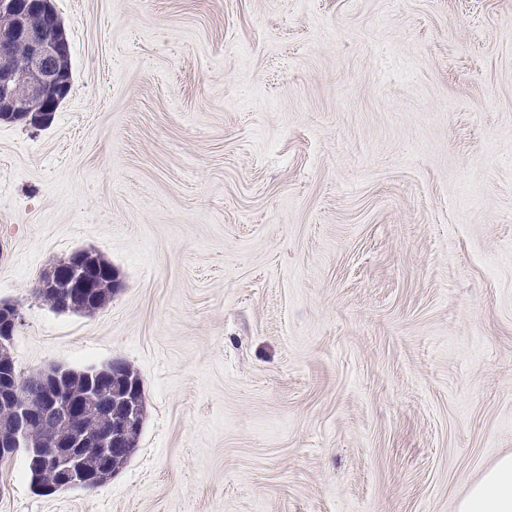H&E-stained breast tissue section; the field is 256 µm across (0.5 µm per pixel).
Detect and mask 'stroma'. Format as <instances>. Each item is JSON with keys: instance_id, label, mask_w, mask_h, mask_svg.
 <instances>
[{"instance_id": "35a3bbf8", "label": "stroma", "mask_w": 512, "mask_h": 512, "mask_svg": "<svg viewBox=\"0 0 512 512\" xmlns=\"http://www.w3.org/2000/svg\"><path fill=\"white\" fill-rule=\"evenodd\" d=\"M72 87L0 121L21 372L129 364L92 490L0 512H455L512 452V0H52ZM111 263L102 309L40 275ZM85 261L92 266L103 271H112V277L109 275L100 276L95 283V291L83 300L74 302L68 310L87 311L88 313L98 310L112 298L115 290L112 265L102 259L99 255L94 256L91 253L83 251Z\"/></svg>"}]
</instances>
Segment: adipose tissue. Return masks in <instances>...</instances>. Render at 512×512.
<instances>
[{
    "mask_svg": "<svg viewBox=\"0 0 512 512\" xmlns=\"http://www.w3.org/2000/svg\"><path fill=\"white\" fill-rule=\"evenodd\" d=\"M457 512H512V453L501 456L470 486Z\"/></svg>",
    "mask_w": 512,
    "mask_h": 512,
    "instance_id": "adipose-tissue-1",
    "label": "adipose tissue"
}]
</instances>
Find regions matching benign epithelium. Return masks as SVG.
<instances>
[{
    "label": "benign epithelium",
    "mask_w": 512,
    "mask_h": 512,
    "mask_svg": "<svg viewBox=\"0 0 512 512\" xmlns=\"http://www.w3.org/2000/svg\"><path fill=\"white\" fill-rule=\"evenodd\" d=\"M0 16L11 20L9 26L0 27V107L7 112H39L47 123L72 86L71 75L59 68V59L69 54L61 21L50 0H0ZM16 45L25 50L19 62L11 56ZM18 321L17 309L0 306V348L11 343ZM24 383L42 391L40 404L31 405L21 398ZM89 390L97 401L104 394L109 396L100 409L113 416L112 427L98 435L84 430L81 409L60 384L59 371L42 369L23 380L0 364V403L13 409L0 435V456L10 455L30 429L49 425L51 435L38 462L58 474V489L97 487L98 478L81 461L93 452L109 465L112 456L126 451L123 438L137 423L138 402L128 397L111 399L112 389L100 381L91 383Z\"/></svg>",
    "instance_id": "benign-epithelium-1"
}]
</instances>
